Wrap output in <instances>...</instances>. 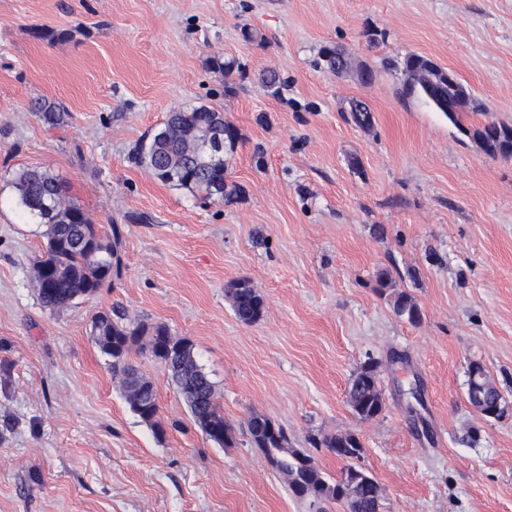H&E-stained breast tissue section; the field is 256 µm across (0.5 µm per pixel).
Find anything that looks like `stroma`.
Returning a JSON list of instances; mask_svg holds the SVG:
<instances>
[{"instance_id": "obj_1", "label": "stroma", "mask_w": 512, "mask_h": 512, "mask_svg": "<svg viewBox=\"0 0 512 512\" xmlns=\"http://www.w3.org/2000/svg\"><path fill=\"white\" fill-rule=\"evenodd\" d=\"M327 48L343 69L320 65ZM411 53L482 110L457 126L402 100ZM201 104L235 131L226 180L242 187L209 202L131 160L168 112ZM489 121L512 127V0H0V512H308L241 432L254 413L295 448L357 437L381 512H512V157L472 139ZM22 167L121 228L119 277L57 312L34 283L44 227L17 203ZM240 279L264 299L252 324L225 297ZM113 308L191 341L232 445L135 350L164 434L130 410L91 336ZM369 362L385 407L363 420L346 391ZM475 363L499 417L468 401Z\"/></svg>"}]
</instances>
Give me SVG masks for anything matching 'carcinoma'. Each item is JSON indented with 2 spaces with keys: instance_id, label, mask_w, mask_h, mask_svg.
Instances as JSON below:
<instances>
[{
  "instance_id": "1",
  "label": "carcinoma",
  "mask_w": 512,
  "mask_h": 512,
  "mask_svg": "<svg viewBox=\"0 0 512 512\" xmlns=\"http://www.w3.org/2000/svg\"><path fill=\"white\" fill-rule=\"evenodd\" d=\"M404 70L419 69L426 77L404 86L407 98L423 101L449 120L457 121L458 96L467 89L456 77L436 84L429 79L432 61L411 54L404 58ZM233 136L224 125V112L200 105L169 112L163 127L138 142L131 160L161 182L178 189L200 194L204 200L222 199L224 194L242 191L237 184L224 180V136ZM472 138L491 154L512 156V127L489 122L473 131ZM16 190L23 212L46 226L44 258L34 266V279L44 308L58 311L77 298L91 295L112 281V272L120 266L121 233L117 224L103 230L93 224L81 205L69 194L66 183L40 168H23L15 176ZM236 317L245 324L256 322L264 312V300L244 279L230 282L225 289ZM395 312L411 323L421 321L422 312L415 300L400 292L394 299ZM93 340L99 351L112 359V372L119 376L122 390L132 411L154 431H163L159 418L157 391L153 382L138 365L129 360L132 347L161 364L187 405L191 420L205 437L224 447L233 444L235 430L224 420L217 401L215 382L198 363L193 345L176 338L162 323H124L110 311H100L92 319ZM347 402L361 419L378 416L384 398L378 385L376 366H364L351 380ZM262 415L252 414L243 428L255 448H278L288 455V467L279 476L300 500L324 505L340 502L345 512H380L382 489L365 471L347 463L363 452L353 435L337 434L314 437L315 448H326L344 462L331 476L320 468L307 452L289 446L288 434L281 426L271 436L259 428Z\"/></svg>"
}]
</instances>
